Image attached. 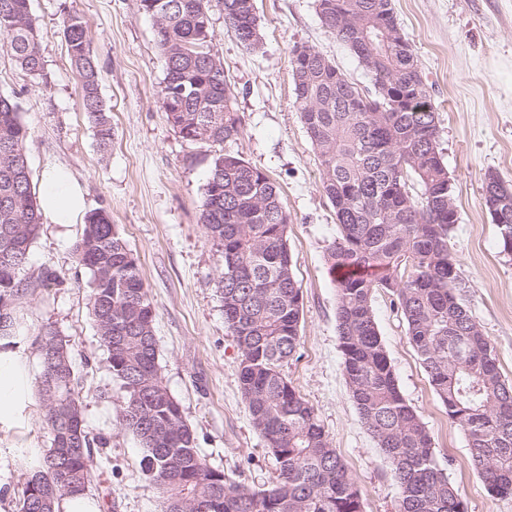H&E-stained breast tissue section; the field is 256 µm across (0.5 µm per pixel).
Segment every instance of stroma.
Listing matches in <instances>:
<instances>
[{
    "label": "stroma",
    "mask_w": 512,
    "mask_h": 512,
    "mask_svg": "<svg viewBox=\"0 0 512 512\" xmlns=\"http://www.w3.org/2000/svg\"><path fill=\"white\" fill-rule=\"evenodd\" d=\"M395 15L438 108L439 147L452 183L458 221L450 241L462 282L460 297L491 339L503 378L512 383V258L500 252L498 229L482 200L487 173L512 184V0H392ZM44 67L22 76L0 46V94L10 96L29 129L31 179L47 165L69 168L87 209L105 208L133 250L153 303L161 376L180 402L207 464L254 490L278 479L274 458L254 429L238 381L237 346L224 333L215 286L224 258L200 223L213 148L185 141L158 103L165 61L152 19L139 0H32ZM264 48L243 47L210 7L212 49L223 65L243 117L237 140L225 143L262 169L281 192L291 222L288 248L302 285L301 345L283 372L313 407L359 489L364 512H398L389 460L362 423L346 385L336 330L337 274L326 251L337 236L333 209L320 190L316 152L295 104L289 53L313 47L359 88L371 76L315 11L314 0H255ZM82 17L111 108L113 137L99 150L83 112L79 80L61 30L66 14ZM81 224H42L26 267L30 278L49 267L64 285L38 286L17 303L16 351L32 375L41 365L31 336L54 324L70 341L89 428L109 440L95 449L91 512H162L156 487L143 475V450L121 428L124 392L107 366L90 315L89 274L73 247ZM376 322L399 389L434 442V459L468 512H512V496L489 491L475 471L463 429L452 424L411 345L393 296L376 290ZM38 393L15 418L0 423V488L20 492L28 467L49 445Z\"/></svg>",
    "instance_id": "35a3bbf8"
}]
</instances>
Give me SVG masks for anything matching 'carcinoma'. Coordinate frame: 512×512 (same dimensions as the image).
<instances>
[{
	"label": "carcinoma",
	"instance_id": "1",
	"mask_svg": "<svg viewBox=\"0 0 512 512\" xmlns=\"http://www.w3.org/2000/svg\"><path fill=\"white\" fill-rule=\"evenodd\" d=\"M211 0H140L154 21L166 75L159 103L193 144L222 146L242 132V116L220 58L209 61ZM224 21L240 44L258 52L263 35L254 0H222ZM318 15L358 61L372 90L363 91L310 46H293L295 103L317 151L320 188L338 227L328 248L335 279L336 327L345 380L361 421L392 466L399 512H468L433 459L431 436L404 399L380 336L372 294L398 302L407 335L448 419L468 438L474 467L500 496H512V384L503 379L488 336L458 297L462 287L450 248L457 210L439 151L437 108L391 0H315ZM84 112L99 147L112 142L110 108L81 17L62 18ZM0 39L20 71L43 68L30 0H0ZM28 128L17 105L0 95V346L15 345L13 310L31 283L22 272L42 215L30 178ZM201 224L222 249L216 286L224 332L240 358L238 380L252 424L275 459L279 482L252 490L210 467L199 454L179 401L158 363L155 310L137 259L109 213L85 217L74 245L90 273L91 315L125 402L120 424L139 439L141 470L163 512H363L355 481L314 409L282 371L301 344L302 288L288 249L280 190L239 154H214ZM32 345L42 371L38 394L50 446L27 477L14 512H63L92 481L93 449L109 440L85 423L68 340L42 325Z\"/></svg>",
	"mask_w": 512,
	"mask_h": 512
}]
</instances>
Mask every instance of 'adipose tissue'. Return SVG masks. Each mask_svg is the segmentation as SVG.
<instances>
[{
  "label": "adipose tissue",
  "instance_id": "obj_1",
  "mask_svg": "<svg viewBox=\"0 0 512 512\" xmlns=\"http://www.w3.org/2000/svg\"><path fill=\"white\" fill-rule=\"evenodd\" d=\"M42 215L53 224H72L84 210V196L67 169L49 166L38 187ZM32 376L13 350L0 349V417L11 414L30 395Z\"/></svg>",
  "mask_w": 512,
  "mask_h": 512
}]
</instances>
